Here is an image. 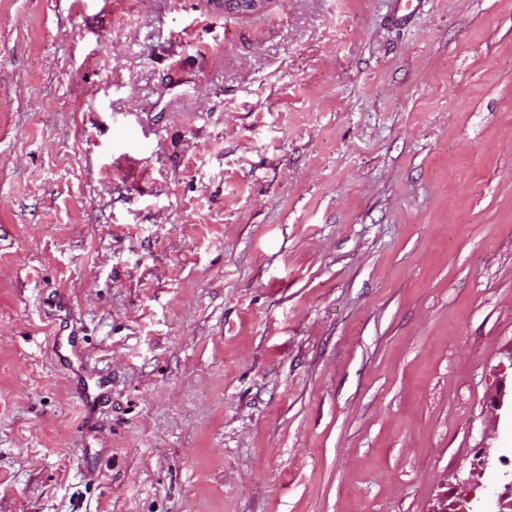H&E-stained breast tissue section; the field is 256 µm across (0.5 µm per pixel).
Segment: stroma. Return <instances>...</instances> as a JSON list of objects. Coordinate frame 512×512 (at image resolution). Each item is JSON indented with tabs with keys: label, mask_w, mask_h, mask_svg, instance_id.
Masks as SVG:
<instances>
[{
	"label": "stroma",
	"mask_w": 512,
	"mask_h": 512,
	"mask_svg": "<svg viewBox=\"0 0 512 512\" xmlns=\"http://www.w3.org/2000/svg\"><path fill=\"white\" fill-rule=\"evenodd\" d=\"M392 9L0 0V512H493L512 0ZM270 0H210L224 14L247 17L261 13Z\"/></svg>",
	"instance_id": "obj_1"
}]
</instances>
